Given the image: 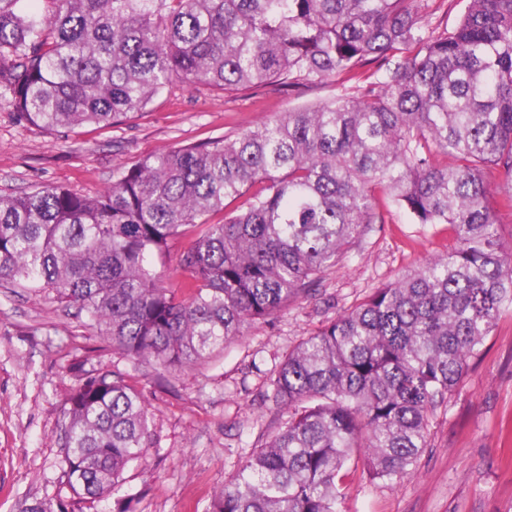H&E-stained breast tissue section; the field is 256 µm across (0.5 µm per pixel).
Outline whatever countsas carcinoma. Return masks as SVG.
Instances as JSON below:
<instances>
[{
	"label": "carcinoma",
	"mask_w": 512,
	"mask_h": 512,
	"mask_svg": "<svg viewBox=\"0 0 512 512\" xmlns=\"http://www.w3.org/2000/svg\"><path fill=\"white\" fill-rule=\"evenodd\" d=\"M0 0V102L47 133L117 126L175 84L345 93L116 168L90 198L0 195V286L74 304L112 349L168 369L224 350L309 292L371 224L376 195L457 246L323 324L288 353L267 398L288 419L207 512H339L354 453L369 480L416 473L430 419L512 313V0H468L434 35L426 0ZM451 159L446 166L436 157ZM503 178L499 202L489 185ZM223 213L220 222L210 217ZM190 237L172 269L157 265ZM183 275L176 288L165 281ZM52 498H109L153 446L122 373L65 396Z\"/></svg>",
	"instance_id": "carcinoma-1"
}]
</instances>
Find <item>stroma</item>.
Wrapping results in <instances>:
<instances>
[{"label":"stroma","instance_id":"stroma-1","mask_svg":"<svg viewBox=\"0 0 512 512\" xmlns=\"http://www.w3.org/2000/svg\"><path fill=\"white\" fill-rule=\"evenodd\" d=\"M327 82L284 94L224 93L173 87L125 124L48 134L0 105V194L61 186L95 196L115 168L208 137L233 135L275 113L343 93ZM369 225L346 259L312 294L273 319L252 323L202 366L153 371L118 352L85 326L74 306L52 293L0 286V512L53 497L61 456L59 407L85 373L121 371L141 391L154 446L124 473L108 499L74 498L73 512H205L213 495L284 414L266 398L269 379L288 350L322 324L455 246L444 224H415L394 206ZM341 512H512V313L503 314L458 391L438 409L417 472L399 483L368 481L352 461L339 486Z\"/></svg>","mask_w":512,"mask_h":512}]
</instances>
